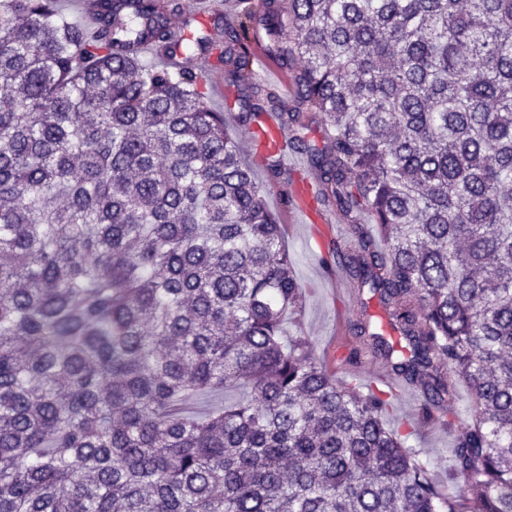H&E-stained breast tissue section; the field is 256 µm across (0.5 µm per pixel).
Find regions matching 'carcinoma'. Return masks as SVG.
I'll return each mask as SVG.
<instances>
[{
    "label": "carcinoma",
    "instance_id": "carcinoma-1",
    "mask_svg": "<svg viewBox=\"0 0 512 512\" xmlns=\"http://www.w3.org/2000/svg\"><path fill=\"white\" fill-rule=\"evenodd\" d=\"M237 0V73L297 58L280 112L349 236L326 262L378 296L370 357L453 433L445 496L383 391L336 383L307 339L293 258L205 77L145 62L181 0H0V512H512V0ZM318 124L324 136L309 138ZM468 422L447 418L459 383ZM248 397L204 419L200 390ZM251 52H252L251 58L253 61V65L255 66V68H253V70H252V74L254 77L258 74H261V72L264 71L265 69H275L280 72L276 60L269 57L262 50V48L260 47V44L253 45ZM301 68H302L301 61L298 60V61H295L294 63H292L290 68H288V77H290L289 73H291V75L294 78V76L300 72ZM280 73H281V89H282L283 93H285V94L289 93L288 92V89H289L288 77L285 74H283L282 72H280ZM264 82L276 86L281 91V89L277 83V78L275 75H273V74L270 75L269 78L267 80H265Z\"/></svg>",
    "mask_w": 512,
    "mask_h": 512
}]
</instances>
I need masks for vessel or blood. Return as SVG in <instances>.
Instances as JSON below:
<instances>
[{
  "mask_svg": "<svg viewBox=\"0 0 512 512\" xmlns=\"http://www.w3.org/2000/svg\"><path fill=\"white\" fill-rule=\"evenodd\" d=\"M245 137L253 156L264 160L275 158L280 166L288 170L285 191L289 203L285 206L284 224H299L306 231V239L310 248L317 255H324L330 235L331 226L336 218L332 211L320 208L316 203L317 186L309 177L298 173L296 167L288 163V141L290 133L279 119L278 113H265L261 126L247 129ZM327 277L339 295L336 299V314L338 324H345L349 313L354 309L356 300L347 286V277L342 268L328 272Z\"/></svg>",
  "mask_w": 512,
  "mask_h": 512,
  "instance_id": "1",
  "label": "vessel or blood"
}]
</instances>
